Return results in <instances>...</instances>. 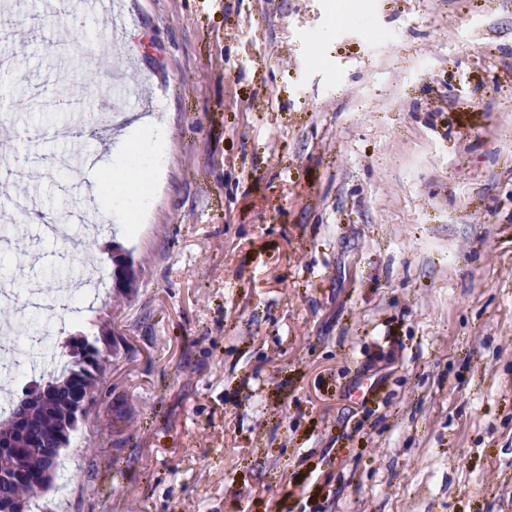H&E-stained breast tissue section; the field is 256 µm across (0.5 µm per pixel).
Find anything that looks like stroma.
Listing matches in <instances>:
<instances>
[{"instance_id":"obj_1","label":"stroma","mask_w":512,"mask_h":512,"mask_svg":"<svg viewBox=\"0 0 512 512\" xmlns=\"http://www.w3.org/2000/svg\"><path fill=\"white\" fill-rule=\"evenodd\" d=\"M111 3L0 13V393L122 344L44 512H512V0ZM152 112L126 295L53 161Z\"/></svg>"}]
</instances>
